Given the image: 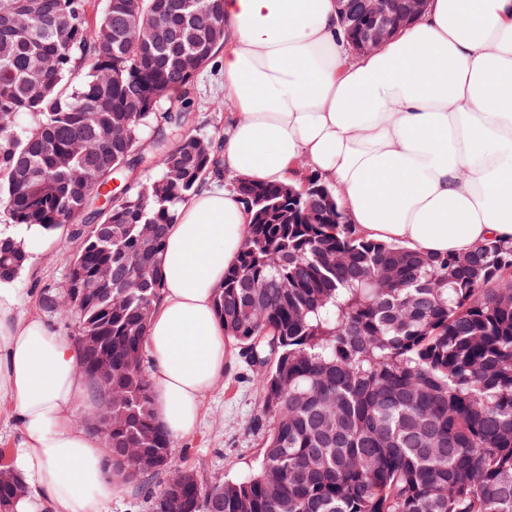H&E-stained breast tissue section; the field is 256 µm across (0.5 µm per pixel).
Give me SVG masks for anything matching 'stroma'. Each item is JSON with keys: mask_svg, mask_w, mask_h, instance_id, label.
I'll use <instances>...</instances> for the list:
<instances>
[{"mask_svg": "<svg viewBox=\"0 0 512 512\" xmlns=\"http://www.w3.org/2000/svg\"><path fill=\"white\" fill-rule=\"evenodd\" d=\"M221 64V56H214L195 80V94L201 106L194 128L217 143L224 137V114L210 109L209 104L224 98ZM74 246V241L68 238L49 240L32 255L14 283L22 300V312H40L42 288L60 284L65 278L66 268L59 258L60 252L73 250ZM261 413L260 395L248 371L239 360H232L223 378L205 392L194 431L174 441L178 463L199 470L210 480L250 475L262 456L261 439L252 428L253 420Z\"/></svg>", "mask_w": 512, "mask_h": 512, "instance_id": "35a3bbf8", "label": "stroma"}]
</instances>
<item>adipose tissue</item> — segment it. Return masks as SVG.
I'll return each mask as SVG.
<instances>
[{"mask_svg": "<svg viewBox=\"0 0 512 512\" xmlns=\"http://www.w3.org/2000/svg\"><path fill=\"white\" fill-rule=\"evenodd\" d=\"M224 96L236 115L220 172L181 203L148 328L154 412L191 434L224 375L213 306L250 215L225 175L286 181L318 169L365 238L461 255L512 239V0H430L382 50L350 57L334 0H224ZM0 286V400L17 432L15 512H111L120 469L75 421L96 402L79 351Z\"/></svg>", "mask_w": 512, "mask_h": 512, "instance_id": "ef3b65f1", "label": "adipose tissue"}]
</instances>
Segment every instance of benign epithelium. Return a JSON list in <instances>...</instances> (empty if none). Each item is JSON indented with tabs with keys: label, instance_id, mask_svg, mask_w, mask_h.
I'll use <instances>...</instances> for the list:
<instances>
[{
	"label": "benign epithelium",
	"instance_id": "obj_1",
	"mask_svg": "<svg viewBox=\"0 0 512 512\" xmlns=\"http://www.w3.org/2000/svg\"><path fill=\"white\" fill-rule=\"evenodd\" d=\"M428 0H336V11L346 37L353 38L356 53L383 47L395 33L415 24L424 14Z\"/></svg>",
	"mask_w": 512,
	"mask_h": 512
}]
</instances>
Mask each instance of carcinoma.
Returning a JSON list of instances; mask_svg holds the SVG:
<instances>
[{"mask_svg":"<svg viewBox=\"0 0 512 512\" xmlns=\"http://www.w3.org/2000/svg\"><path fill=\"white\" fill-rule=\"evenodd\" d=\"M193 10L0 0V282L28 263L25 230L71 229L40 305L74 320L90 418L112 394L111 465L145 512H512V241L452 256L365 240L315 176L232 180L248 244L214 307L262 398L261 464L224 482L177 466L143 344L168 226L218 167L191 87L224 47L223 0ZM157 29L174 34L162 54L132 38ZM17 498L0 481V512Z\"/></svg>","mask_w":512,"mask_h":512,"instance_id":"obj_1","label":"carcinoma"}]
</instances>
